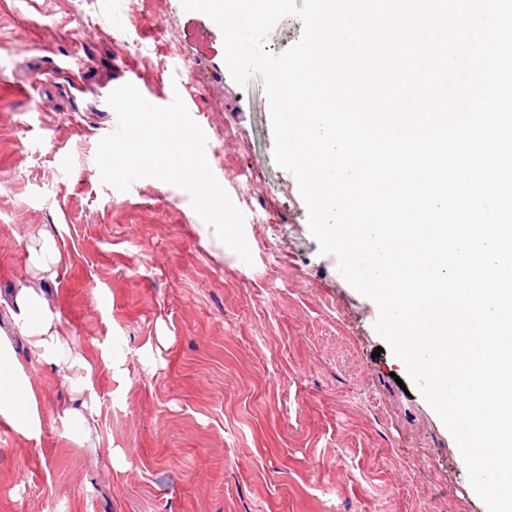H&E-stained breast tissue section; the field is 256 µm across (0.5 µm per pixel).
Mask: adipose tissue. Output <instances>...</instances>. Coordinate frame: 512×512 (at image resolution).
<instances>
[{
    "label": "adipose tissue",
    "instance_id": "adipose-tissue-1",
    "mask_svg": "<svg viewBox=\"0 0 512 512\" xmlns=\"http://www.w3.org/2000/svg\"><path fill=\"white\" fill-rule=\"evenodd\" d=\"M15 324L29 342L37 360L52 365L79 367L83 385H90L91 365L74 355L70 343L59 327V317L51 312L41 291L20 287L13 297ZM0 421L5 422L21 437L40 438L42 418L35 388L24 371L7 338L0 336Z\"/></svg>",
    "mask_w": 512,
    "mask_h": 512
}]
</instances>
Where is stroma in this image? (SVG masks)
<instances>
[{"mask_svg":"<svg viewBox=\"0 0 512 512\" xmlns=\"http://www.w3.org/2000/svg\"><path fill=\"white\" fill-rule=\"evenodd\" d=\"M72 41L97 87L69 99ZM128 62L149 102L179 85L251 262L185 191L102 181L107 97ZM273 149L262 78L238 85L219 26L181 0H0V327L14 290L41 286L95 366L82 388L12 336L43 428L27 440L0 423V512H487ZM45 233L62 252L51 281L24 260ZM76 408L81 441L64 419Z\"/></svg>","mask_w":512,"mask_h":512,"instance_id":"obj_1","label":"stroma"}]
</instances>
